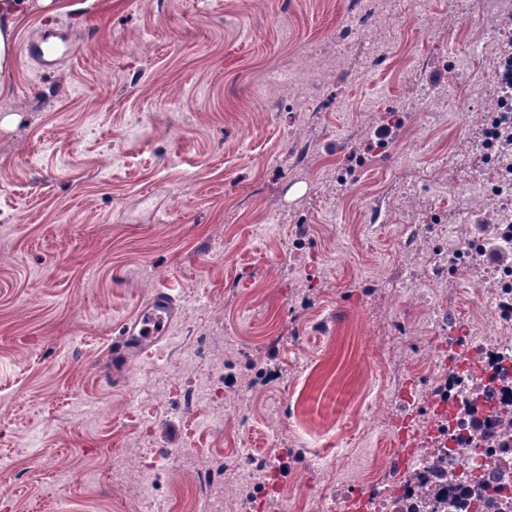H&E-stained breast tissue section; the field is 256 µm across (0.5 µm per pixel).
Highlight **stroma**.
I'll list each match as a JSON object with an SVG mask.
<instances>
[{"label": "stroma", "mask_w": 512, "mask_h": 512, "mask_svg": "<svg viewBox=\"0 0 512 512\" xmlns=\"http://www.w3.org/2000/svg\"><path fill=\"white\" fill-rule=\"evenodd\" d=\"M482 2L406 0L388 23L384 0H64L23 22L0 94V512H144L135 459H219L230 485L250 445L266 512L392 485L408 386L429 392L448 337L494 335L495 265L458 276L448 248L496 222L455 194L486 177L498 49L459 66ZM163 284L171 340L103 373ZM185 347L223 370L217 424L179 399ZM147 482L158 512L214 496L185 469Z\"/></svg>", "instance_id": "1"}]
</instances>
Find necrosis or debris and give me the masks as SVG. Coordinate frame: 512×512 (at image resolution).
I'll return each mask as SVG.
<instances>
[{"instance_id": "necrosis-or-debris-1", "label": "necrosis or debris", "mask_w": 512, "mask_h": 512, "mask_svg": "<svg viewBox=\"0 0 512 512\" xmlns=\"http://www.w3.org/2000/svg\"><path fill=\"white\" fill-rule=\"evenodd\" d=\"M490 318L508 335L434 360L429 396L411 399L402 431L423 434L396 489L364 488L365 512H512V268L498 270Z\"/></svg>"}]
</instances>
